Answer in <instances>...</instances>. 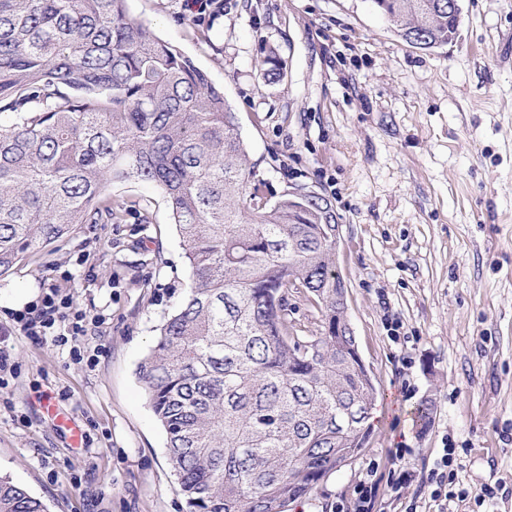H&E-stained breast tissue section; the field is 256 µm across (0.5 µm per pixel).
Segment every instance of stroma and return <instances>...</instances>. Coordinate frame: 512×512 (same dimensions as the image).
Returning a JSON list of instances; mask_svg holds the SVG:
<instances>
[{
	"instance_id": "1",
	"label": "stroma",
	"mask_w": 512,
	"mask_h": 512,
	"mask_svg": "<svg viewBox=\"0 0 512 512\" xmlns=\"http://www.w3.org/2000/svg\"><path fill=\"white\" fill-rule=\"evenodd\" d=\"M130 14L207 73L274 201L296 185L341 226L346 319L378 390L364 453L288 512H512V0H462L455 40L407 43L371 0H128ZM282 63L264 78L268 52ZM118 224H80L0 276V475L49 512H182L166 434L138 364L189 279L161 189L113 185ZM56 289L85 312L75 347L13 320ZM84 438L71 447L40 404ZM430 405L428 423L416 420ZM464 498L425 483L444 444ZM413 474L388 485L394 449ZM494 499L480 500L484 486Z\"/></svg>"
}]
</instances>
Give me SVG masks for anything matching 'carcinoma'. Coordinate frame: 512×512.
<instances>
[{
    "label": "carcinoma",
    "mask_w": 512,
    "mask_h": 512,
    "mask_svg": "<svg viewBox=\"0 0 512 512\" xmlns=\"http://www.w3.org/2000/svg\"><path fill=\"white\" fill-rule=\"evenodd\" d=\"M427 48L459 21L444 0H372ZM235 113L127 0H0V276L78 224L166 198L189 283L139 364L185 512H288L371 434L378 391L336 334V212L297 187L268 204ZM292 298L316 305L294 317ZM0 512H47L0 477Z\"/></svg>",
    "instance_id": "obj_1"
}]
</instances>
